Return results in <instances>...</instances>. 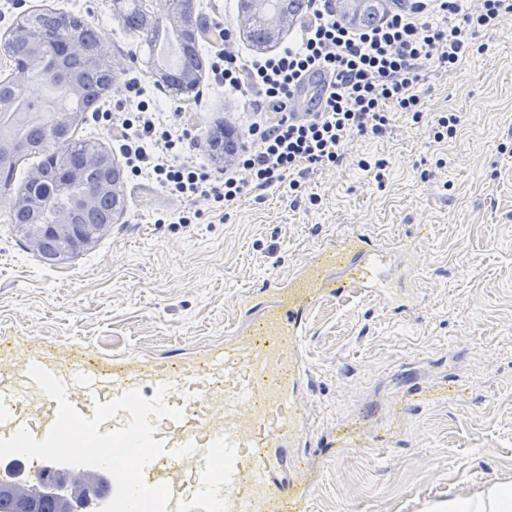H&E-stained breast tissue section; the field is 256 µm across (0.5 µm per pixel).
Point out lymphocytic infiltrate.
<instances>
[{
	"instance_id": "1",
	"label": "lymphocytic infiltrate",
	"mask_w": 512,
	"mask_h": 512,
	"mask_svg": "<svg viewBox=\"0 0 512 512\" xmlns=\"http://www.w3.org/2000/svg\"><path fill=\"white\" fill-rule=\"evenodd\" d=\"M331 0H309L299 47L243 62L229 51L234 28L214 18L211 70L216 84L245 97L256 110L271 109L273 123L253 122L252 145L241 163L251 182L214 177L182 160L185 138L161 121L144 100L145 83L134 79L130 97L119 104L112 123L119 151L132 173L150 171L171 195L234 203L248 188L287 186L297 191L299 177L335 166L352 134H383L394 111L422 116L416 86L425 70L449 72L472 48V38L512 13V0H480L465 10V0H395L378 24L351 28L336 18ZM324 72L331 82L324 101L302 119L286 117L294 88L308 74Z\"/></svg>"
}]
</instances>
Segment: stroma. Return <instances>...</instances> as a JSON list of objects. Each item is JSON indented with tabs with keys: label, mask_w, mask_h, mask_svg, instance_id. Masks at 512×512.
Listing matches in <instances>:
<instances>
[{
	"label": "stroma",
	"mask_w": 512,
	"mask_h": 512,
	"mask_svg": "<svg viewBox=\"0 0 512 512\" xmlns=\"http://www.w3.org/2000/svg\"><path fill=\"white\" fill-rule=\"evenodd\" d=\"M45 8L77 13L99 30L125 78H147L152 49L126 32L112 0H23L0 21ZM164 112L181 108L190 155L215 176L248 178L237 156L214 158L217 126L246 142L247 103L203 73L195 101L146 85ZM418 91L423 116L394 113L379 136L354 137L341 165L313 170L297 197L254 191L224 206L184 201L153 179L123 177L124 209L90 250L48 266L26 249L0 192V336L21 358L100 356L153 363L223 343L239 300L287 272L323 240L358 225L382 237L409 231L422 269L410 304L356 296L308 317L304 349L314 436L356 423L375 446L317 459L308 475L312 512H424L448 495L512 481V14L481 32L457 69L430 72ZM460 115L434 141L439 116ZM384 161L381 177L360 160ZM193 212L194 223L171 216Z\"/></svg>",
	"instance_id": "35a3bbf8"
}]
</instances>
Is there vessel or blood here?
I'll return each instance as SVG.
<instances>
[{
	"label": "vessel or blood",
	"mask_w": 512,
	"mask_h": 512,
	"mask_svg": "<svg viewBox=\"0 0 512 512\" xmlns=\"http://www.w3.org/2000/svg\"><path fill=\"white\" fill-rule=\"evenodd\" d=\"M329 82L321 74L306 77L293 91V116L323 99ZM419 267L408 235L387 242L351 232L319 244L297 267L262 284V302L242 304L223 345L190 362L116 357L108 363L86 346L69 361L43 353L11 360L0 368V438L27 424L22 401L36 404V438L45 437L57 417L56 401L28 375L35 364L66 383L69 400L87 417L94 402H110L131 389L149 399L165 384L166 404L184 416L159 421L155 437L165 453L146 467L144 479L169 486L168 512H310L313 486L305 474L323 451L308 441L302 395L310 387L303 357L308 315L354 293L406 308L401 288ZM44 471L43 462L23 457L18 467L0 468V479L20 476L36 490Z\"/></svg>",
	"instance_id": "1"
}]
</instances>
